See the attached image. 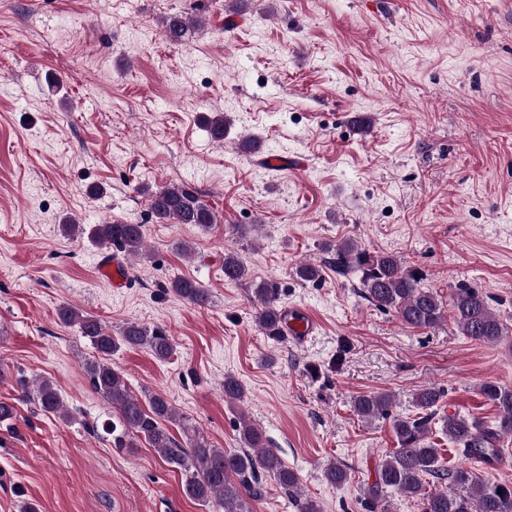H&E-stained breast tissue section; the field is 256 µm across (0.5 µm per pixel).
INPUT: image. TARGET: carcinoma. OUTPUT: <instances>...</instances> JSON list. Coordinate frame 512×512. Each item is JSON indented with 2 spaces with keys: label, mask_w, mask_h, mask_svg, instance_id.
<instances>
[{
  "label": "carcinoma",
  "mask_w": 512,
  "mask_h": 512,
  "mask_svg": "<svg viewBox=\"0 0 512 512\" xmlns=\"http://www.w3.org/2000/svg\"><path fill=\"white\" fill-rule=\"evenodd\" d=\"M193 20L183 14L170 16L165 36L173 42L189 37ZM206 130L215 141L224 140V115L206 119ZM151 216L158 222L172 221L208 229L217 222L215 212L203 203L195 191L180 185L148 191ZM68 237L87 236L108 249L131 256L143 254L144 225L142 224H63ZM331 264L342 275L359 276L362 295L375 307L392 311L405 325L412 328H435L452 319L458 332L480 344H496L509 336L507 326L493 312L488 296L480 289L460 283L451 289L448 302L431 289L422 286V276L410 270L404 262L384 251H370L353 240L328 244ZM248 268L234 251L224 254V280L238 283L246 279ZM170 290L186 302L204 307L210 295L199 282L177 278L169 283ZM279 289L264 283L253 290L252 304L255 322L273 340L284 337L283 316L278 308ZM58 320L77 325L98 356L85 363L84 372L93 390L117 414L118 424L112 425L116 446L131 447L139 441L153 448L167 465L175 468L183 480L185 495L210 512H254L253 504L266 497L268 481H273L294 499L297 512H320L317 502L298 492L299 479L286 465L275 448L267 446L261 428L245 416L235 424L239 450H224L211 446L204 435L183 419L184 439L179 441L166 423L176 420L177 413L160 392H151L141 400L133 395L123 375L112 367L109 356L123 348H143L160 361L173 352L169 337L160 329H150L138 322L125 324L114 336L100 319L83 314L75 307L62 304L57 309ZM22 395L37 401L47 414L64 412L58 390L45 379L35 395H30L24 381H19ZM480 396L497 410L492 422L454 414H439L438 404L444 390L431 386L416 397L417 412L399 416L393 413V399L382 392L370 393L354 400V411L367 421L390 420L396 448L385 454L377 464L376 480L364 491L361 499L364 512H385V500L395 491L412 498H421V512H512V483L488 482L476 473V465L501 455L503 438H512V388L495 381L479 386ZM241 382L232 375L224 376V397L243 401ZM458 447L467 466L446 469L435 442L430 440L433 424ZM446 480L441 489L426 490V478ZM347 466L330 462L324 469L325 481L341 487L349 481ZM502 494H497V491Z\"/></svg>",
  "instance_id": "obj_1"
}]
</instances>
